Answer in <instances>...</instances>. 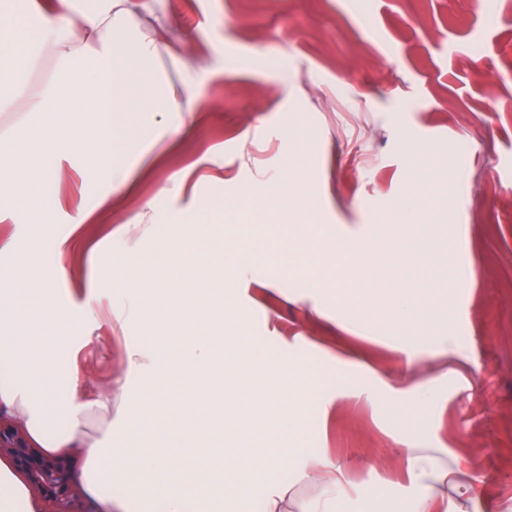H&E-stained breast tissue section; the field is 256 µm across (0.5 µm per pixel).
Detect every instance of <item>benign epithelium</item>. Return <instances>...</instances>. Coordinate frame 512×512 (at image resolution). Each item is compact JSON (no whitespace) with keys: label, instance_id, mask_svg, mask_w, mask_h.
<instances>
[{"label":"benign epithelium","instance_id":"1","mask_svg":"<svg viewBox=\"0 0 512 512\" xmlns=\"http://www.w3.org/2000/svg\"><path fill=\"white\" fill-rule=\"evenodd\" d=\"M8 452L41 496L56 503L74 496L70 468L63 458H48L26 445L23 434L0 426V453Z\"/></svg>","mask_w":512,"mask_h":512}]
</instances>
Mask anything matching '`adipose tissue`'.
Listing matches in <instances>:
<instances>
[{"mask_svg":"<svg viewBox=\"0 0 512 512\" xmlns=\"http://www.w3.org/2000/svg\"><path fill=\"white\" fill-rule=\"evenodd\" d=\"M127 0H53L49 9L30 17L0 20V112L19 113L14 134L0 135V194L10 195L28 229L50 220L51 188L62 174L61 160L80 149L91 161L108 166L112 191L128 187L132 172L112 158V143L120 141L133 153L154 137L152 127L140 121L144 112H180L176 94L152 91L140 96L130 80L152 73L159 55L155 33L139 27L119 32L118 20L127 12ZM51 50L57 76L36 83L30 75L39 65L40 50ZM159 231L177 239L182 224L166 223ZM194 246L170 264L159 252L138 253L128 259L129 288L147 298L170 300L182 322L176 346L138 345L128 354V370L114 388L87 395L77 372L62 370L43 383L27 364L29 352L41 343V327L53 320L58 306L52 301L20 296L35 276L29 259H21L0 278V414L21 426L30 447L49 457L66 448L84 449L80 478L86 493L109 503L115 512H142L141 507L116 490L117 479L145 488L159 512H187L190 501L206 496L207 512H224L234 503L248 512L257 487H264L267 512H337L351 491L343 466L336 460L304 451L301 445L280 446L275 434L265 433L263 445L246 451H228L222 467L203 455L187 456L205 434L193 423L199 409L210 405V386L204 376L213 368L241 379L233 394L235 430L247 439L262 418H276L280 428L293 429L305 411L310 382L298 363L272 355L252 336L233 334L239 320L235 301L225 298L222 314L208 311L215 296L210 274L235 277L255 258L238 249L220 225H194ZM369 258L357 248L340 244L334 260L323 268L324 284L340 290L346 304L362 312L372 309V290L366 275ZM208 271V278L190 283V276ZM103 296L89 290L80 307L82 318L98 320L103 302L122 308L123 315L140 313L128 290ZM179 365L183 384L178 410L181 425L170 422L164 398L137 402L134 382L154 383ZM98 420L89 432L87 416ZM127 421L139 436L160 440V447L134 448L123 455L103 448V437L114 423ZM441 448L407 451L399 470L416 488L410 507L395 503L394 512H433L444 504L447 512H474L473 493L482 474L466 466H450ZM289 471L295 484L314 490L300 501L277 475ZM39 501L10 462L0 460V512H38Z\"/></svg>","mask_w":512,"mask_h":512,"instance_id":"obj_1","label":"adipose tissue"}]
</instances>
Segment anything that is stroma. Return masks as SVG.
Masks as SVG:
<instances>
[{
	"instance_id": "1",
	"label": "stroma",
	"mask_w": 512,
	"mask_h": 512,
	"mask_svg": "<svg viewBox=\"0 0 512 512\" xmlns=\"http://www.w3.org/2000/svg\"><path fill=\"white\" fill-rule=\"evenodd\" d=\"M124 25L154 29L153 72L191 114L147 112L158 138L128 158L133 183L114 195L82 153L56 183L51 221L39 240L0 199V232L17 254H36L46 297L67 308L55 332L65 357L91 386L127 371V346L164 335L166 309L152 306L124 328L76 315L87 273L112 268L99 290L119 287L125 261L160 247L157 219L224 199V222L259 207L281 209L287 188L307 182L320 203L312 227L257 224L247 243L259 257L232 282L243 330L301 361L313 389L301 417L307 451L341 461L355 488L339 512H389L416 496L389 479L410 448H444L450 462L479 469L478 512L512 507V0H128ZM496 108H489V98ZM189 171L187 186L169 192ZM419 203L421 234L399 228V203ZM85 203L89 216L65 259L53 242ZM315 247L288 269L292 238ZM367 251L377 279L371 316L341 315L332 293L313 292L325 251L337 240ZM422 293L433 325H417L422 351L404 366L393 345L391 299ZM456 333L463 354H433L428 335ZM345 360L383 377L438 384L419 410L410 395L378 387L368 403L325 406Z\"/></svg>"
}]
</instances>
